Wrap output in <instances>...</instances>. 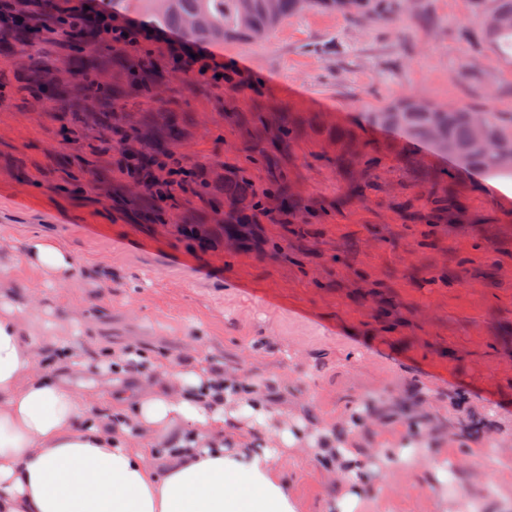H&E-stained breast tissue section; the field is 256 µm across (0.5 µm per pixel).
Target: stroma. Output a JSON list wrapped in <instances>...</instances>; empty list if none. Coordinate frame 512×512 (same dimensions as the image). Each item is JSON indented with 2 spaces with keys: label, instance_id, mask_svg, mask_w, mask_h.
Instances as JSON below:
<instances>
[{
  "label": "stroma",
  "instance_id": "obj_1",
  "mask_svg": "<svg viewBox=\"0 0 512 512\" xmlns=\"http://www.w3.org/2000/svg\"><path fill=\"white\" fill-rule=\"evenodd\" d=\"M409 11L436 27L315 10L262 40L212 44L252 83L244 95L171 72L173 31L133 47L163 75L160 98L119 113L123 125L151 113L139 146L165 131L170 113H184L171 149L210 182L243 169L260 189L269 169L253 129L264 127L265 147L281 153L287 202L243 233L225 226L223 194H182L215 233L207 248L178 221L144 217L117 153L92 156L67 139L60 104L79 80L0 103V280L18 304L29 289L44 293V310L19 319L46 338V369L57 370L59 348L82 346L95 372L78 385L105 403L127 384L99 371L106 350H139L156 378L218 359L280 430L328 426L368 455L405 443L419 450L416 468L374 480L362 512H454L475 500L495 512L511 499L512 197L497 176L371 114L414 97L512 112V64L481 42L470 0H414ZM285 114L299 126L287 143L278 134ZM340 129L348 144L337 142ZM434 171L451 175L456 205L432 223ZM354 182L366 183L364 197H350ZM34 236L71 253L67 284L26 264ZM73 306L81 322L69 319ZM371 401L392 406L391 416L370 415ZM447 467L452 480L430 484V471ZM283 471L305 512H327L340 478L310 444L291 448Z\"/></svg>",
  "mask_w": 512,
  "mask_h": 512
}]
</instances>
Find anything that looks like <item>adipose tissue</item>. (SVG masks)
<instances>
[{
    "instance_id": "adipose-tissue-1",
    "label": "adipose tissue",
    "mask_w": 512,
    "mask_h": 512,
    "mask_svg": "<svg viewBox=\"0 0 512 512\" xmlns=\"http://www.w3.org/2000/svg\"><path fill=\"white\" fill-rule=\"evenodd\" d=\"M24 256L58 283L75 273L69 252L47 239L29 240ZM7 295L1 288L0 512H303L283 478V447L226 437L243 416L261 435L276 426L260 402L237 400L233 377L195 362L116 392L99 410L44 369L45 343L23 328ZM133 436L145 447L131 448ZM315 452L345 478L329 512H358L372 478L416 458L393 448L375 464L326 428Z\"/></svg>"
}]
</instances>
